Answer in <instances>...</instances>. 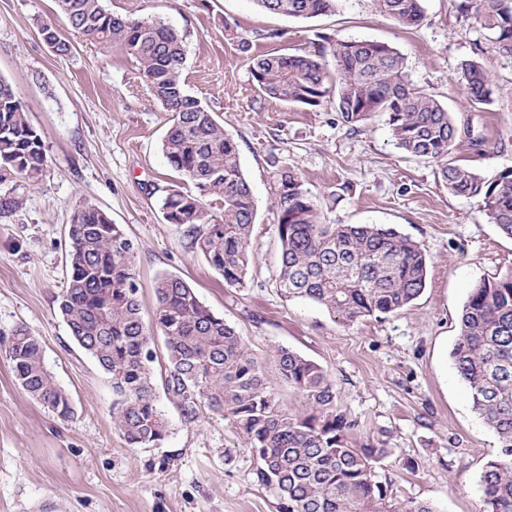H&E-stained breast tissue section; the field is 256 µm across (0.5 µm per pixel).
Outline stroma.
I'll use <instances>...</instances> for the list:
<instances>
[{
    "label": "stroma",
    "instance_id": "1",
    "mask_svg": "<svg viewBox=\"0 0 512 512\" xmlns=\"http://www.w3.org/2000/svg\"><path fill=\"white\" fill-rule=\"evenodd\" d=\"M112 14L157 18L185 38V85L238 146L257 206L246 283L228 288L204 257L188 251L161 210L182 177L161 142L169 112L153 99L139 63L119 47L74 40L58 55L43 25L67 32L55 0H0V79L41 133L48 167L38 186L19 183L21 206L0 219V341L19 325L42 344L45 362L74 413L60 419L15 381L0 355V512H277L254 480L255 463L230 420L203 411L185 423L165 393L157 402L170 432L161 446L130 448L112 424V385L71 339L58 313L69 268L65 228L80 202L110 213L137 246L144 318L155 282L168 275L194 288L265 363L289 412L300 393L271 360L280 347L318 364L337 401L358 423L360 442L386 440L394 455L377 465L394 504L435 512H482L480 475L499 448L474 412L450 350L471 288L512 271V238L477 199L448 193L436 163L409 157L384 115L349 132L330 102L287 105L262 97L250 55L311 53L323 36L388 44L408 80L446 108L462 130L449 161L484 175L512 168V58L496 53L453 0H424V19L404 29L370 0H339L310 19L261 11L254 0H106ZM278 39L265 40V31ZM252 41L243 52L240 38ZM481 59L495 93L472 104L459 65ZM297 169L329 224H389L428 257L424 292L402 310L352 323L276 286L281 247L271 203V157Z\"/></svg>",
    "mask_w": 512,
    "mask_h": 512
}]
</instances>
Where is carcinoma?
Instances as JSON below:
<instances>
[{"mask_svg":"<svg viewBox=\"0 0 512 512\" xmlns=\"http://www.w3.org/2000/svg\"><path fill=\"white\" fill-rule=\"evenodd\" d=\"M71 33L108 47L120 44L140 64L154 98L172 114L161 150L193 186L173 184L162 197L164 218L180 226L187 249L200 252L230 288L245 284L256 205L241 169L237 144L195 97L183 70V37L158 19L113 15L104 0H56ZM262 10L311 18L336 10V0H255ZM398 25L417 27L423 0H372ZM457 14L474 20L499 54L512 57V0H455ZM331 56L330 83L322 59ZM262 95L290 104L329 100L355 132L373 114L387 116L395 145L438 163L448 192L477 198L490 223L512 237V169L491 177L448 163L461 129L431 95L407 80L403 58L370 40L328 37L315 54L269 53L252 59ZM460 74L475 104L493 101L494 82L478 58ZM272 204L281 243L277 282L288 299L321 305L348 322L395 313L424 291L427 259L417 242L383 224H328L298 173L273 158ZM48 166L41 134L30 124L10 84L0 79V218L18 208L16 183L36 185ZM69 276L58 312L73 341L112 385V422L130 448L165 441L169 421L156 400L151 364L154 335L165 337L162 387L192 424L201 409L224 415L255 459L259 486L273 493L278 512H435L426 503L395 507L376 465L395 449L361 443L357 422L337 403L334 383L311 360L274 352L281 380L305 399L290 413L267 386L263 362L236 330L215 315L183 280L162 276L151 323L142 316L136 246L120 224L83 202L67 225ZM5 356L21 387L61 419L73 415L69 395L45 365L39 339L19 325ZM472 408L494 431L498 453L483 468L482 512H512V271L471 289L450 351Z\"/></svg>","mask_w":512,"mask_h":512,"instance_id":"carcinoma-1","label":"carcinoma"}]
</instances>
